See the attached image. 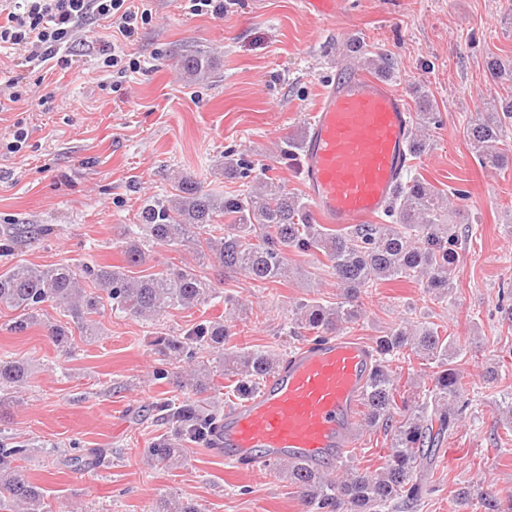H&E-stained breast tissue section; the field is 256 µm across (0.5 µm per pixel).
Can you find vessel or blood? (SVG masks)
<instances>
[{"instance_id": "vessel-or-blood-1", "label": "vessel or blood", "mask_w": 512, "mask_h": 512, "mask_svg": "<svg viewBox=\"0 0 512 512\" xmlns=\"http://www.w3.org/2000/svg\"><path fill=\"white\" fill-rule=\"evenodd\" d=\"M412 112L384 81L337 65L304 141L301 171L316 215L349 228L384 214L412 163ZM374 351L349 336H313L253 398L227 409V459L259 468L288 459L317 468L359 448L356 417Z\"/></svg>"}]
</instances>
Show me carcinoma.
<instances>
[{
	"mask_svg": "<svg viewBox=\"0 0 512 512\" xmlns=\"http://www.w3.org/2000/svg\"><path fill=\"white\" fill-rule=\"evenodd\" d=\"M345 57L362 68L385 73L394 62L384 54L368 57L358 40L347 45ZM180 69L189 77H200L210 70L204 50L180 55ZM512 119V99L500 109L474 121L467 130L472 153L483 164L497 166L504 155L497 151L506 121ZM436 123V113L424 106L412 135L414 154L427 146V134ZM250 162L233 151L224 154V175H247ZM445 193L419 179L400 185L389 212L390 224H358L348 231L315 223L310 210L297 194L280 186H263L245 198L219 197L198 183L182 178L177 193L165 200L147 199L140 208L139 227L157 245H195L198 265L216 263L222 268L240 270L250 279L276 282L288 275L290 251L322 253L330 262L336 283L343 294L333 303L302 301L295 306L292 330L296 336L333 334L357 322L362 309L355 303L360 289L378 281L417 277L427 292L438 299L454 289L455 258L461 244L456 228L442 222ZM224 218V233L216 236L217 219ZM421 230V241H413L408 230ZM123 254L127 267L146 264L149 254L143 244L131 241ZM99 293L88 295L80 287L77 274L67 265H16L0 274V308L16 312L9 330L22 333L43 325L60 348L70 345L69 331L61 324L43 319V305L57 302L68 306L69 315L82 325L85 338L95 337L89 315L103 301L133 317H156L171 308H193L213 299L212 288L192 266L165 272L130 275L104 266H87ZM229 330L219 321L199 324L188 336H157L159 354L176 364L195 358L206 348L216 353L219 373L234 379L235 391L243 399L253 396L280 364V358L264 350L226 352ZM378 358L368 378L362 398L363 424L370 428L388 427L395 413L403 419L393 434L392 448L378 472L359 467L344 469V476L333 478L321 468H307L291 461H274L272 469L288 475L308 512H380L394 501L411 502L422 495L418 473L433 463L437 446L445 434L458 426L466 405L461 402L463 375L457 367L459 356L453 337L438 328L423 326L414 331L392 329L375 341ZM410 349L433 368L431 406L412 409L398 401L390 362ZM28 370L19 361L0 358V391L22 386ZM210 370L203 367L189 376L176 377L177 386L201 393L209 386ZM166 419L173 434L160 439L149 450L151 462L171 466L179 461L182 442H205L213 432L215 417L204 401L185 398L178 404L164 403ZM21 445L0 446V512H46L44 491L29 482L18 469ZM480 498L484 512H505L489 491L466 485L457 490L459 503ZM154 512H201L192 502L175 497L159 502Z\"/></svg>",
	"mask_w": 512,
	"mask_h": 512,
	"instance_id": "carcinoma-1",
	"label": "carcinoma"
}]
</instances>
